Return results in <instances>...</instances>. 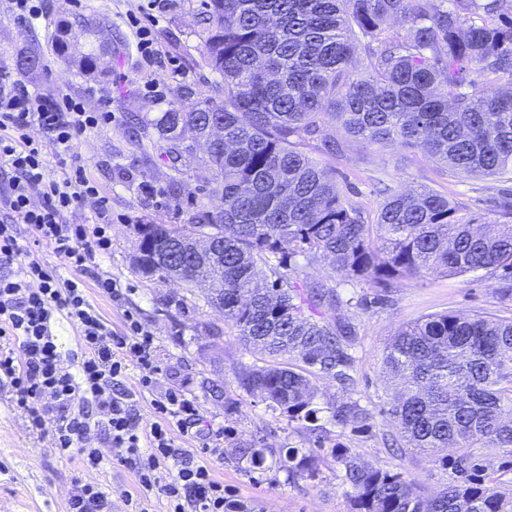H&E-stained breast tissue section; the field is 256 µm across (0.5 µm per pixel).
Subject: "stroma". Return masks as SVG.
Segmentation results:
<instances>
[{"instance_id": "obj_1", "label": "stroma", "mask_w": 512, "mask_h": 512, "mask_svg": "<svg viewBox=\"0 0 512 512\" xmlns=\"http://www.w3.org/2000/svg\"><path fill=\"white\" fill-rule=\"evenodd\" d=\"M147 3L50 0L44 18L23 25L14 19L10 0H0V70L30 90L79 98L86 111L112 115L110 124L86 132L66 157L48 149L47 173L57 178L67 166H83L108 199L112 248L97 271L112 278L117 294L109 297L92 288L88 295L114 331L123 332L131 315L154 338L160 374L152 390L140 387L136 363H129L122 379L123 387L134 395L141 426L154 422L153 403L168 390L188 392L202 418L200 433L195 438L176 436V447H200L212 440L213 429L223 428L230 439L223 442L220 455L208 457L207 463L215 477L223 480L225 495L248 502L255 512H350L351 502L340 479L342 467L329 452L337 442L366 461L414 479L426 490H436L448 474L433 457L391 444L398 432L384 413L392 390L382 373L383 354L401 327L432 314L511 318L512 297L503 296L496 276L485 270L456 276L430 273L401 281L381 303L367 309L345 308L359 336L355 396L373 412L372 427L356 432L320 417L328 436L316 476L289 475L282 465L288 449L313 447L315 437L303 424L288 422L260 397L239 389L235 372L253 364L255 357L244 349L236 329L207 305L202 293H189L172 279L144 277L133 264L137 225L181 224L187 212L211 210L220 203L203 150H196L185 173L178 176L157 145L136 137L137 123L165 111L182 86H192L201 97L214 93V77L203 67L199 53L201 0H161L160 8L152 11ZM82 20L91 34L74 41L71 62L62 63L55 53L59 28ZM142 25L150 27L157 50V61L151 66L138 49ZM99 41L111 43L112 60L104 76L93 78L81 69L79 60ZM33 43L43 54L42 66L18 70V54ZM318 161L369 219L375 217L388 188L422 187L455 197L485 224L501 223L495 201L512 195L511 179L456 173L417 148L384 149L350 139L341 154L322 155ZM174 181L180 187L175 197L169 193ZM207 324L222 328V337H206L203 327ZM245 441L263 448V468L235 456L234 444ZM79 481L98 485L108 497L110 512H131L128 497L142 495L148 499V512L168 510L160 491H142L130 467L106 461L87 469L79 457L60 456L53 449L51 431H30L10 392L0 389V512H68Z\"/></svg>"}]
</instances>
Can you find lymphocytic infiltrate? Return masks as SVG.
I'll return each mask as SVG.
<instances>
[{"instance_id": "obj_1", "label": "lymphocytic infiltrate", "mask_w": 512, "mask_h": 512, "mask_svg": "<svg viewBox=\"0 0 512 512\" xmlns=\"http://www.w3.org/2000/svg\"><path fill=\"white\" fill-rule=\"evenodd\" d=\"M99 121L73 98L33 95L0 71V172L10 175L0 196L7 212L0 222V388L11 392L31 429L52 426L59 455L79 454L91 468L104 461L99 449L85 445L94 416H101L113 461L134 467L145 490L160 489L169 512H251L247 504L225 497L223 483L196 463L194 451L174 447L172 430L186 433L199 421L186 393H166L155 404L157 422L140 431L134 405L117 384L131 357L142 371V388L153 386L160 369L152 336L134 320L126 333L113 332L88 300L84 282L55 278L34 252L37 245L51 246L70 267L85 271L110 245L105 226L111 215L102 214L95 227L65 219L72 207L99 193L86 169L77 167L59 180L45 174L46 145L67 155ZM35 195L41 199L36 206ZM22 224L33 232L32 245L20 242ZM59 316L79 333V352L69 366L52 332ZM169 459L177 470L165 481L159 469Z\"/></svg>"}]
</instances>
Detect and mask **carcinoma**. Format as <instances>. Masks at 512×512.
<instances>
[{"instance_id": "1", "label": "carcinoma", "mask_w": 512, "mask_h": 512, "mask_svg": "<svg viewBox=\"0 0 512 512\" xmlns=\"http://www.w3.org/2000/svg\"><path fill=\"white\" fill-rule=\"evenodd\" d=\"M202 63L222 78L216 97L181 89V101L143 124L157 135L171 168L209 129H224L207 164L222 205L186 224H140L134 258L151 278L181 280L236 327L259 362L237 372L290 422L367 429L372 413L350 396L314 402L310 376L354 384L357 327L338 314L336 286L300 278L297 260L322 257L333 275L375 292L425 271H491L512 294V224L497 231L466 206L428 189L396 191L368 223L342 199L333 176L301 150L342 149L323 134L330 121L368 145L423 149L448 168L476 177L512 174V0H201ZM394 19L403 34L386 26ZM362 45L367 65L353 54ZM112 45L82 56L95 73ZM41 63L38 48L17 59ZM200 238L224 246V264L207 268L182 246ZM333 316L327 321L324 313ZM383 369L400 380L386 414L400 437L426 451L451 477L427 495L419 483L360 459L336 444L353 512H512L471 449L512 454V318L439 313L403 328ZM253 467L264 454L235 444ZM320 455L288 449V473L312 477Z\"/></svg>"}]
</instances>
